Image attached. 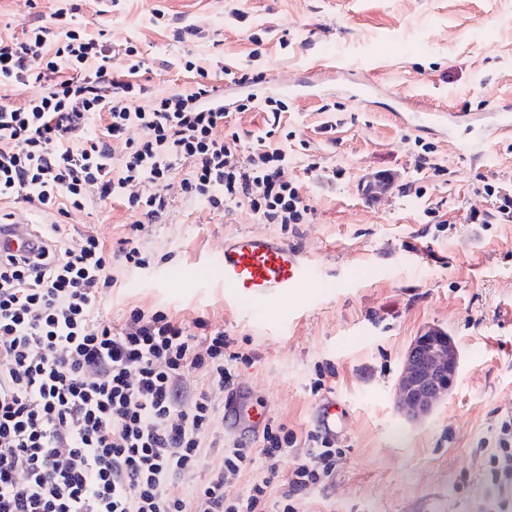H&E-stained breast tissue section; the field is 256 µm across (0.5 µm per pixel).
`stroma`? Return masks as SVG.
Wrapping results in <instances>:
<instances>
[{"instance_id":"1","label":"stroma","mask_w":512,"mask_h":512,"mask_svg":"<svg viewBox=\"0 0 512 512\" xmlns=\"http://www.w3.org/2000/svg\"><path fill=\"white\" fill-rule=\"evenodd\" d=\"M78 2L88 30L137 47L154 92L171 91L192 56L305 85L282 126L285 177L310 198L308 223L284 230L245 207L213 213L183 201L179 178L158 183L171 213L141 238L150 268L119 275L107 316L119 324L132 308L161 309L223 329L244 356L236 383L297 434L295 456L335 402L343 454L326 485L304 493L305 512H512V490L487 478L512 415V222L476 221L492 207L487 185L512 188V139L492 134L463 152L474 118L512 102V0H120L106 13ZM52 8L0 0V33L49 23ZM189 24L209 39L179 42ZM355 83L369 107L349 97ZM421 102L445 107L447 125L399 121ZM426 146L441 175L417 169ZM376 174L393 180L378 198L365 188ZM242 232L300 247L319 267L314 286L260 312L225 305L206 282L224 238ZM429 327L452 338L460 374L429 417L409 421L395 384Z\"/></svg>"}]
</instances>
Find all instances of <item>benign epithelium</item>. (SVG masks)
<instances>
[{
    "mask_svg": "<svg viewBox=\"0 0 512 512\" xmlns=\"http://www.w3.org/2000/svg\"><path fill=\"white\" fill-rule=\"evenodd\" d=\"M460 355L451 337L429 328L414 337L404 356L396 385L397 411L408 420L429 415L452 391Z\"/></svg>",
    "mask_w": 512,
    "mask_h": 512,
    "instance_id": "1",
    "label": "benign epithelium"
}]
</instances>
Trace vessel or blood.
Returning a JSON list of instances; mask_svg holds the SVG:
<instances>
[{
	"label": "vessel or blood",
	"instance_id": "b4317fda",
	"mask_svg": "<svg viewBox=\"0 0 512 512\" xmlns=\"http://www.w3.org/2000/svg\"><path fill=\"white\" fill-rule=\"evenodd\" d=\"M445 116L444 108L429 107L408 112L406 120L421 130ZM35 246L34 226L29 220L0 224V251L29 256ZM214 271L222 281L226 302L237 305L245 301L255 308L294 296L315 276L312 260L298 247L271 234L248 232L225 238ZM224 413V431L233 439L245 433L259 436L269 418L268 410L254 408L252 394L244 386L226 392Z\"/></svg>",
	"mask_w": 512,
	"mask_h": 512
}]
</instances>
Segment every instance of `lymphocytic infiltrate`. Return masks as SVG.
I'll use <instances>...</instances> for the list:
<instances>
[{"mask_svg":"<svg viewBox=\"0 0 512 512\" xmlns=\"http://www.w3.org/2000/svg\"><path fill=\"white\" fill-rule=\"evenodd\" d=\"M78 10L55 6L50 24L0 38V223H11L10 205H27L43 217L36 231L50 245L34 264L0 254V512H301L300 494L332 475L341 451L308 432L276 496L272 478L293 432L272 420L258 446L219 442L214 413L240 358L223 329L137 307L116 325L102 312L113 267L146 268L141 234L169 213L152 187L180 166L187 202L215 213L246 207L284 227L307 223L312 206L284 178L287 148L262 138L248 148L227 129L232 111L253 101L227 109L218 79L263 76L215 75L190 60L192 81L150 94L137 49L76 26ZM33 82L43 94L20 98ZM114 140L125 146L118 158ZM112 201L128 215L116 245L89 228L66 240L64 218ZM190 371L201 375L192 387ZM258 467L266 477L237 491ZM187 475V492L171 494Z\"/></svg>","mask_w":512,"mask_h":512,"instance_id":"lymphocytic-infiltrate-1","label":"lymphocytic infiltrate"}]
</instances>
